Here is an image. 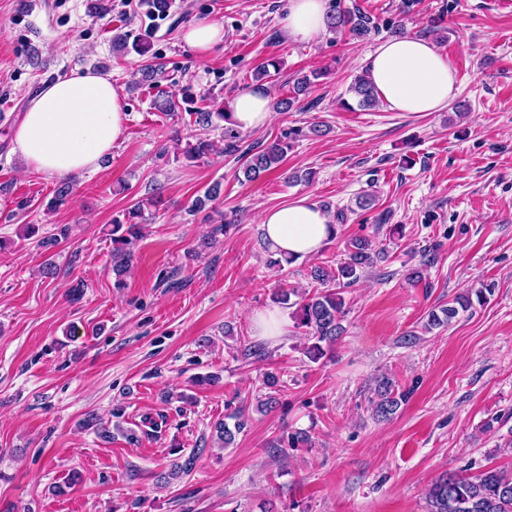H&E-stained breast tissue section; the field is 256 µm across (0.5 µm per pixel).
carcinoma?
<instances>
[{
    "instance_id": "obj_1",
    "label": "carcinoma",
    "mask_w": 512,
    "mask_h": 512,
    "mask_svg": "<svg viewBox=\"0 0 512 512\" xmlns=\"http://www.w3.org/2000/svg\"><path fill=\"white\" fill-rule=\"evenodd\" d=\"M328 29L347 31L356 37H365L376 29L373 17L356 4L342 6V0H336L333 12L329 14ZM359 107L367 109L379 105V97L369 76L362 75L350 86ZM190 122L202 127H211L224 119V113L211 112L195 108L186 110ZM290 144L278 139L265 147L256 146L243 167L248 180L258 178L262 173L275 168L282 161ZM216 151V145L207 137L198 138L188 145L184 157L190 161L205 157ZM145 220L143 203L138 201L125 212L124 220L112 224V261L116 276H122L132 262L130 245L142 234V221ZM380 253L372 249L367 238H355L349 241L345 257L338 263L336 271L317 266L311 271V277L319 287L310 290L300 300L290 302L291 292L281 291L278 299L291 303L294 307L292 318L297 327L307 329L308 339L312 343L306 348L307 356L316 360L324 354V345L336 341L341 333L340 321L345 315V302L341 293L327 288L335 282L339 286L349 287L356 283L365 269L374 264ZM472 303L464 297H457L448 307L442 309L444 317L436 313L429 315L425 328L431 330L451 322L459 310H468ZM412 389L405 388L389 377L378 381L372 412L378 418L387 419L394 415L402 404L406 403ZM234 427L224 421L215 425L217 438L222 447L233 444L235 434L246 426L244 413L238 411L231 415ZM429 512H512V474L497 469H488L471 479L464 476L448 475L433 482L427 491Z\"/></svg>"
}]
</instances>
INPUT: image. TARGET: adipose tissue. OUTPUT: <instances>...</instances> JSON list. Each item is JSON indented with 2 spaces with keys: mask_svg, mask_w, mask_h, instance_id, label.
<instances>
[{
  "mask_svg": "<svg viewBox=\"0 0 512 512\" xmlns=\"http://www.w3.org/2000/svg\"><path fill=\"white\" fill-rule=\"evenodd\" d=\"M289 38L310 41L327 28L325 0H290L280 20ZM379 98L395 112H437L457 93L455 71L428 40L401 36L382 42L365 59ZM128 113L109 76L75 70L44 83L12 131L14 150L28 170L71 176L97 169L124 135ZM271 120L263 91L239 93L226 114V127L247 132ZM264 240L282 254L306 258L318 253L336 229L329 214L309 197L264 210Z\"/></svg>",
  "mask_w": 512,
  "mask_h": 512,
  "instance_id": "ef3b65f1",
  "label": "adipose tissue"
}]
</instances>
